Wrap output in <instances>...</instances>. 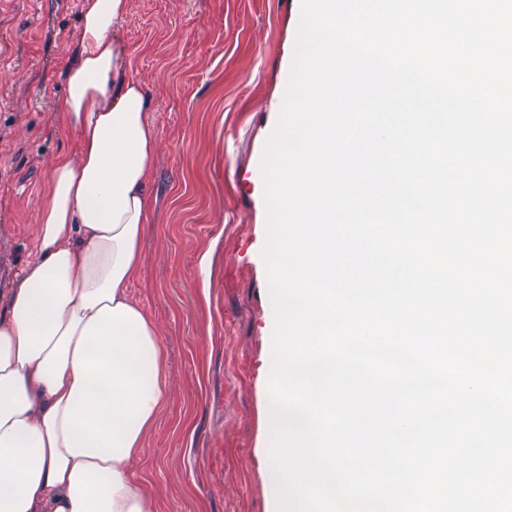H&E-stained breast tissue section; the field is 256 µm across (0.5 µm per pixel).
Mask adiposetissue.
<instances>
[{
  "mask_svg": "<svg viewBox=\"0 0 512 512\" xmlns=\"http://www.w3.org/2000/svg\"><path fill=\"white\" fill-rule=\"evenodd\" d=\"M128 0H80L61 78L38 256L0 300V512H156L132 466L171 394L160 326L129 293L145 265L157 136L119 30Z\"/></svg>",
  "mask_w": 512,
  "mask_h": 512,
  "instance_id": "obj_1",
  "label": "adipose tissue"
}]
</instances>
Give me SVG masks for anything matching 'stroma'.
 Here are the masks:
<instances>
[{
	"instance_id": "stroma-1",
	"label": "stroma",
	"mask_w": 512,
	"mask_h": 512,
	"mask_svg": "<svg viewBox=\"0 0 512 512\" xmlns=\"http://www.w3.org/2000/svg\"><path fill=\"white\" fill-rule=\"evenodd\" d=\"M299 0H128L122 37L159 141L144 273L175 385L137 481L157 512H275L268 433L273 305L261 159L282 106ZM79 0H0V292L38 255Z\"/></svg>"
}]
</instances>
